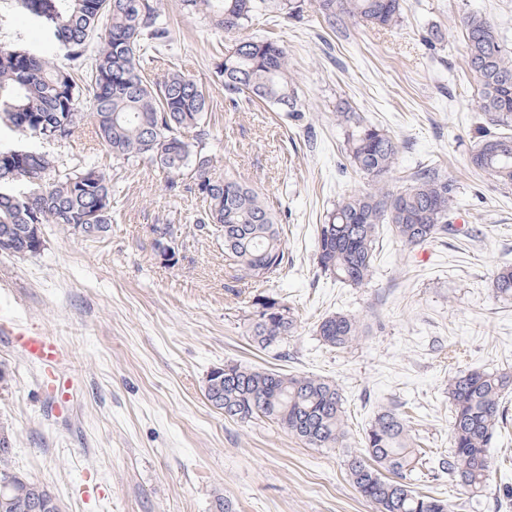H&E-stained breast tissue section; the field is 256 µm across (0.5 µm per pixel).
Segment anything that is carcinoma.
Segmentation results:
<instances>
[{
    "instance_id": "obj_1",
    "label": "carcinoma",
    "mask_w": 512,
    "mask_h": 512,
    "mask_svg": "<svg viewBox=\"0 0 512 512\" xmlns=\"http://www.w3.org/2000/svg\"><path fill=\"white\" fill-rule=\"evenodd\" d=\"M316 13L331 28L346 21L377 27L398 25L402 0H313ZM17 8L45 35L48 49L0 50V125L28 139H70L80 121L92 126L95 141L122 163L147 161L166 173L174 193L202 196L201 227L224 232V259L236 276L269 284L288 263L273 207L258 191L233 175L207 177L213 157L205 126L207 100L202 87L178 70L150 82L144 72L170 46L173 31L160 0H16ZM203 14L215 30L234 37L215 66V77L230 94L249 93L279 108L303 112L288 71V54L278 42L240 37L258 14L303 15L305 0H182ZM465 58L478 78V107L499 131L479 135L470 166L498 184L512 186V59L491 21L478 14L462 17ZM349 124L347 156L352 166L377 184L392 179L398 142L385 129L365 124L340 107ZM193 132L191 139L185 133ZM53 160L31 148L0 145V234L25 224H100L79 235L98 239L112 224V178L90 166L53 181ZM195 170L197 182L181 175ZM23 182L16 192L8 185ZM455 196L452 181L423 168L396 190L344 196L320 227L316 265L336 282L361 287L373 273L377 230L392 226L394 236L412 249L448 233ZM496 296L512 299V267L494 274ZM247 336L266 349L297 329L293 308L275 295L258 294ZM356 317L336 313L316 325L315 334L330 348H346L358 336ZM512 393V371H460L448 377L453 407L450 451L437 459L438 470L472 495L490 479L488 448L507 418L503 400ZM207 400L224 417L249 421L264 417L316 448L340 447L347 436L345 402L339 385L304 373L272 372L224 364V382ZM419 452L397 410L379 411L363 438L362 452L347 459L357 492L376 512H452L446 499L412 490L418 479ZM38 482L0 469V512H34L31 488Z\"/></svg>"
}]
</instances>
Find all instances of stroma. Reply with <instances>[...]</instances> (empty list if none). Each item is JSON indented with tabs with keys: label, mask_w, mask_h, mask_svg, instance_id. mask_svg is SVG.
I'll use <instances>...</instances> for the list:
<instances>
[{
	"label": "stroma",
	"mask_w": 512,
	"mask_h": 512,
	"mask_svg": "<svg viewBox=\"0 0 512 512\" xmlns=\"http://www.w3.org/2000/svg\"><path fill=\"white\" fill-rule=\"evenodd\" d=\"M161 3L175 44L147 78L177 69L202 86L214 173H232L279 212L288 263L270 291L294 308L297 330L254 347L244 323L259 289L234 281L223 238L197 226L200 199L169 192L151 164L117 163L81 123L68 142L39 149L55 175L90 166L111 175L109 231L88 241L48 224L39 253H0V323L58 342L55 375L71 382V406L56 413L42 368L0 335V427L10 436L0 461L50 489L62 512H216L222 499L236 512H375L346 460L377 412H405L428 456L445 454L449 375L512 369V301L491 288L496 269L512 266V187L469 164L489 124L460 24L464 13L482 14L512 52V0H405L394 28L349 21L336 33L310 8L300 20L255 17L247 35L287 49L305 104L298 113L226 95L214 67L229 37L180 0ZM42 41L15 0H0V49ZM342 103L397 140L388 189L426 165L456 187L453 232L409 249L381 226L375 272L359 288L327 279L315 262L326 213L375 188L347 158ZM153 224L178 225L175 265L156 258ZM337 312L354 315L361 332L330 349L314 328ZM227 362L335 381L347 411L343 447L306 446L265 418L225 419L205 397V378ZM505 407L481 496L444 474L419 478L416 489L454 512H512V395Z\"/></svg>",
	"instance_id": "35a3bbf8"
}]
</instances>
